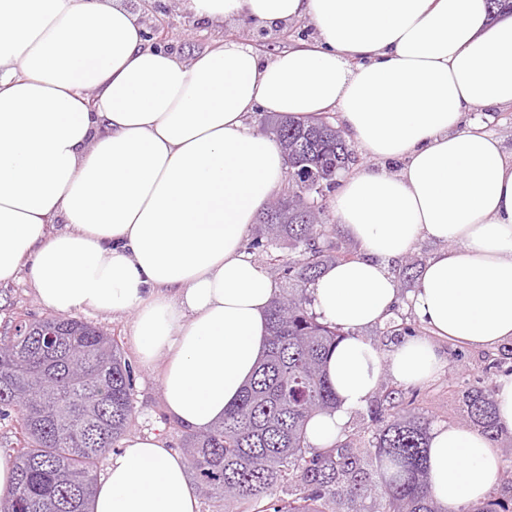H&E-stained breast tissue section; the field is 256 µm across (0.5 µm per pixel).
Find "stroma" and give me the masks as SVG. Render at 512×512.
<instances>
[{
    "instance_id": "35a3bbf8",
    "label": "stroma",
    "mask_w": 512,
    "mask_h": 512,
    "mask_svg": "<svg viewBox=\"0 0 512 512\" xmlns=\"http://www.w3.org/2000/svg\"><path fill=\"white\" fill-rule=\"evenodd\" d=\"M124 3L129 9L141 14L155 43L167 46L184 58L193 57L223 39L240 40L273 55L314 33L311 21L305 17L295 19L285 29L265 33L260 27L243 21L207 28L199 26L180 8L177 0H124ZM440 248V243L421 239L410 252L391 261L389 265L400 290V299L393 310L392 319L396 322L405 321L419 336L426 335L427 330L419 323L410 305L408 296L414 285L405 280L403 271L408 266L421 269ZM44 314V308L26 279L22 278L7 285L0 284V332L14 321L36 319ZM88 320L116 339L130 365L135 411L132 435L159 430L162 431L169 448L180 450L184 431L168 419L157 378L159 365L146 367L138 361L130 342L131 316L92 314ZM440 349L447 363L426 382L404 385L386 375L382 377L379 388L395 392L401 409L424 416L432 424L467 422V407L462 397L466 380L484 377L487 365L493 361L502 364L504 369L511 370L512 346L473 349L444 342Z\"/></svg>"
}]
</instances>
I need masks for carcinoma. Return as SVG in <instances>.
<instances>
[{
	"mask_svg": "<svg viewBox=\"0 0 512 512\" xmlns=\"http://www.w3.org/2000/svg\"><path fill=\"white\" fill-rule=\"evenodd\" d=\"M288 150V193L268 201L249 249L288 243L284 285L268 311L269 338L256 376L224 419L188 432L182 451L208 499L250 512H439L426 483L431 422L393 412L394 398L370 411L372 439L363 447L338 439L312 447L305 425L336 407L324 364L343 335L309 309L306 287L339 249L326 191L356 156L328 121L264 122ZM55 340L43 343V331ZM129 364L109 333L81 319L48 314L20 333H0V420L20 415L16 475L0 512H90L100 459L134 423ZM495 388L465 390L470 421L497 427ZM288 500L276 504L278 488Z\"/></svg>",
	"mask_w": 512,
	"mask_h": 512,
	"instance_id": "1",
	"label": "carcinoma"
}]
</instances>
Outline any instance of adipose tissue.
Masks as SVG:
<instances>
[{"instance_id": "adipose-tissue-1", "label": "adipose tissue", "mask_w": 512, "mask_h": 512, "mask_svg": "<svg viewBox=\"0 0 512 512\" xmlns=\"http://www.w3.org/2000/svg\"><path fill=\"white\" fill-rule=\"evenodd\" d=\"M211 25L310 17L312 44L266 56L227 41L185 60L150 46L123 0H0V282L27 276L55 313L133 317L144 365L162 360L168 416L221 420L266 344L276 288L244 239L279 190L286 157L248 117L336 112L368 157L333 207L360 256L311 285L340 327L326 371L335 410L313 416L331 447L383 375L415 384L444 359L433 338L512 344V156L466 112L512 109V16L490 0H182ZM442 243L412 294L425 337L382 354L362 331L398 295L388 264L418 237ZM497 448L466 424L430 431L440 512L483 500ZM186 459L152 433L112 453L91 512H198Z\"/></svg>"}]
</instances>
